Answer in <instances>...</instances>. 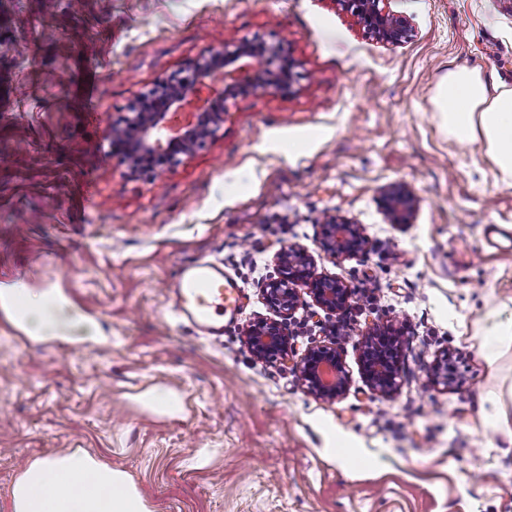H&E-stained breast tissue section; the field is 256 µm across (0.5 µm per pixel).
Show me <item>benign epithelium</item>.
Instances as JSON below:
<instances>
[{
	"label": "benign epithelium",
	"instance_id": "obj_1",
	"mask_svg": "<svg viewBox=\"0 0 512 512\" xmlns=\"http://www.w3.org/2000/svg\"><path fill=\"white\" fill-rule=\"evenodd\" d=\"M333 2L382 42L396 45L411 36L409 21L388 9V0ZM297 66L284 46L261 39L242 43L232 52L210 50L131 104L124 122L111 129L112 152L131 177L142 166L151 171L169 170L215 134L224 123L229 100L257 89L291 96ZM173 110L185 113L186 122L170 131L165 120ZM384 208L392 223L406 224L413 200L394 188L385 193ZM364 245L359 225L334 217L324 224L323 248L332 255L352 257ZM274 260L279 276L264 286L263 295L280 320H259L248 328L244 338L252 356L260 362L287 360L294 353L290 322L300 299L297 286L306 287L314 305L330 316L348 313L354 303V290L317 273L305 250L283 248L275 253ZM296 368L307 392L318 399L334 401L348 389L340 346L334 341L308 348ZM397 378V368L381 360L367 362L366 379L372 390L390 395L397 388Z\"/></svg>",
	"mask_w": 512,
	"mask_h": 512
}]
</instances>
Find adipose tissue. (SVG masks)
<instances>
[{"label":"adipose tissue","mask_w":512,"mask_h":512,"mask_svg":"<svg viewBox=\"0 0 512 512\" xmlns=\"http://www.w3.org/2000/svg\"><path fill=\"white\" fill-rule=\"evenodd\" d=\"M436 103L448 133L483 143L501 183L512 186V87L490 86L480 71L449 70ZM11 512H147L124 472L75 450L27 466L11 492Z\"/></svg>","instance_id":"adipose-tissue-1"}]
</instances>
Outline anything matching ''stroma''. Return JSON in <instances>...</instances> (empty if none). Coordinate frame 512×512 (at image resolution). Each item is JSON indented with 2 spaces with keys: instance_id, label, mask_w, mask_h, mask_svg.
<instances>
[{
  "instance_id": "1",
  "label": "stroma",
  "mask_w": 512,
  "mask_h": 512,
  "mask_svg": "<svg viewBox=\"0 0 512 512\" xmlns=\"http://www.w3.org/2000/svg\"><path fill=\"white\" fill-rule=\"evenodd\" d=\"M412 36L391 45L334 0H0V285L41 297L59 335L0 328V512L35 460L73 450L125 472L148 512H512V187L478 143L450 139L432 97L449 70L512 86V0H389ZM298 60L294 93L231 101L214 138L175 168L129 177L109 132L131 102L204 52L253 38ZM400 187L411 220L382 200ZM332 217L363 252L321 248ZM355 291L326 402L293 363L254 360L245 330L276 314L262 289L282 248ZM223 265L244 291L222 340L172 312L182 263ZM297 354L332 335L301 295ZM399 336L400 386L372 391L370 332ZM455 358L453 386L434 382ZM165 403L149 405L152 394ZM384 208L392 223L406 224L413 209V200L403 190L394 188L385 193ZM487 340L485 342V357L492 363L497 355L499 345L508 338L512 339V317L505 321H499L492 328L487 330Z\"/></svg>"
}]
</instances>
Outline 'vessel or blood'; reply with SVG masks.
<instances>
[{
	"label": "vessel or blood",
	"instance_id": "obj_1",
	"mask_svg": "<svg viewBox=\"0 0 512 512\" xmlns=\"http://www.w3.org/2000/svg\"><path fill=\"white\" fill-rule=\"evenodd\" d=\"M172 292L175 311L182 321L214 341L223 337L244 306L236 279L222 265L208 261L181 265Z\"/></svg>",
	"mask_w": 512,
	"mask_h": 512
}]
</instances>
